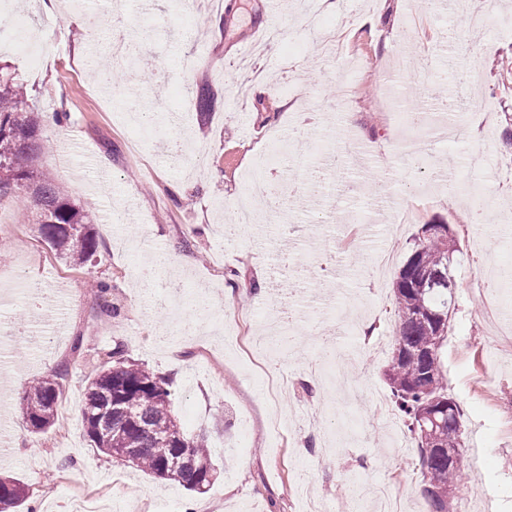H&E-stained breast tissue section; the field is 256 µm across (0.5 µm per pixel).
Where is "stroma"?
Listing matches in <instances>:
<instances>
[{
    "label": "stroma",
    "instance_id": "stroma-1",
    "mask_svg": "<svg viewBox=\"0 0 512 512\" xmlns=\"http://www.w3.org/2000/svg\"><path fill=\"white\" fill-rule=\"evenodd\" d=\"M312 0H0V65L27 86L44 148L38 164L64 184L99 242L93 259L69 263L37 231L34 205L0 199V320L12 334L0 366V477L28 486L38 512H72L90 498L101 512H302L299 486L314 481L338 512H371L355 483L388 481L412 490L405 512H429L420 492L413 433L370 401L389 397L384 370L398 329L393 281L423 225L449 224L456 239L455 306L442 349L448 393L464 432L455 512H512V351L493 344L467 286L495 281L512 314V233L490 221L481 247L463 216L472 196L512 205V167L502 138L512 128V0H470L488 16L471 30L433 0H334L328 21L347 30L340 59L322 52L302 24ZM25 14L39 65L8 36ZM143 32L135 76L101 85L92 54ZM423 64L415 81L377 85L399 54ZM358 90L339 106V76ZM427 113L395 124L390 98ZM479 118V134L467 133ZM279 131L305 169L307 186L272 196L288 180L282 163L257 169L270 131ZM493 144L483 172L470 152ZM344 156L325 166L327 147ZM454 157L461 191L431 168ZM109 179H99V172ZM398 201L414 195L411 223L374 206V186ZM277 222L227 232L234 204ZM109 284L91 297L88 279ZM81 347H74V340ZM162 377L190 434H204L218 478L202 494L118 464L85 434L80 407L112 352ZM57 379L74 408L33 433L25 393Z\"/></svg>",
    "mask_w": 512,
    "mask_h": 512
}]
</instances>
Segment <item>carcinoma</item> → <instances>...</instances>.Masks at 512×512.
I'll return each instance as SVG.
<instances>
[{
	"label": "carcinoma",
	"instance_id": "carcinoma-1",
	"mask_svg": "<svg viewBox=\"0 0 512 512\" xmlns=\"http://www.w3.org/2000/svg\"><path fill=\"white\" fill-rule=\"evenodd\" d=\"M90 76L116 75L108 57L91 59ZM43 148L37 117L23 83L0 75V198H30L40 209L41 237L58 254L81 265L97 252L98 241L87 216L36 163ZM426 225L423 239L400 268L393 292L399 316L393 353L385 370L391 398L416 436L422 476L433 488L425 494L430 512H450L448 491L458 485L460 467L448 463V449L463 445L458 406L448 407V383L441 358L447 332L439 330L437 317L448 316L452 305L454 239ZM112 366L90 382L82 405L86 435L94 447L112 455L121 448L127 463L160 480L176 481L203 493L214 483L216 469L203 436L187 435L172 412L164 380L139 363L112 353ZM57 385L40 381L24 397L23 413L32 431L56 424ZM172 457L176 470L165 469ZM29 498L27 488L0 478V512Z\"/></svg>",
	"mask_w": 512,
	"mask_h": 512
}]
</instances>
